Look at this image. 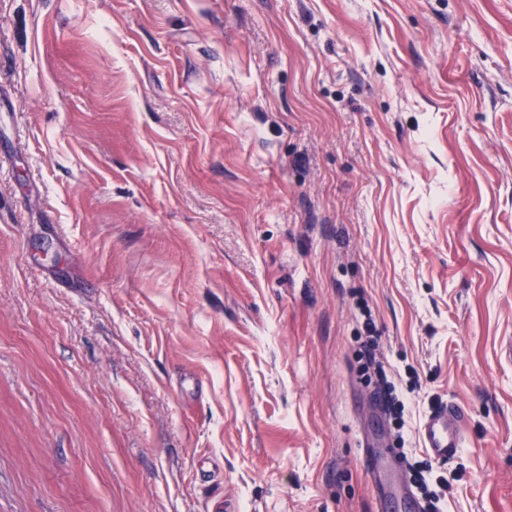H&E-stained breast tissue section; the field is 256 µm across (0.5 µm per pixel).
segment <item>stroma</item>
Returning <instances> with one entry per match:
<instances>
[{
	"label": "stroma",
	"instance_id": "stroma-1",
	"mask_svg": "<svg viewBox=\"0 0 512 512\" xmlns=\"http://www.w3.org/2000/svg\"><path fill=\"white\" fill-rule=\"evenodd\" d=\"M510 343L512 0H0V512H512ZM465 414L454 402L433 407L425 416L420 437L423 448L437 461L448 462L462 448V426ZM361 463L377 488L378 512H389L396 508H401L403 512H425L423 501L392 483L389 451L369 449L363 455ZM412 473V479L414 483L419 487L423 492V499L425 501L427 512H441L442 504L441 499L437 496V494L431 490H429L426 477L423 475V471L421 470L420 465H411L409 466Z\"/></svg>",
	"mask_w": 512,
	"mask_h": 512
}]
</instances>
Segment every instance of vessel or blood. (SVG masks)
Wrapping results in <instances>:
<instances>
[{"mask_svg":"<svg viewBox=\"0 0 512 512\" xmlns=\"http://www.w3.org/2000/svg\"><path fill=\"white\" fill-rule=\"evenodd\" d=\"M464 419L462 408L455 403L446 402L433 407L420 428L423 448L440 462L455 458L462 446ZM361 463L377 488L379 512H392L396 507L401 508L402 512H425L423 501L392 483L389 452L367 450Z\"/></svg>","mask_w":512,"mask_h":512,"instance_id":"obj_1","label":"vessel or blood"}]
</instances>
